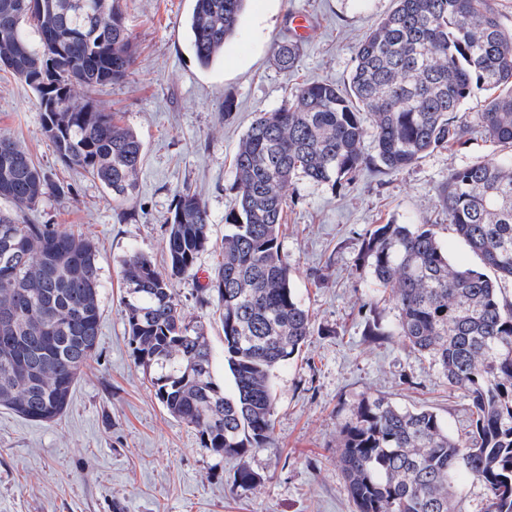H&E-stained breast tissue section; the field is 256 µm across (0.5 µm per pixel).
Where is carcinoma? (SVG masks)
<instances>
[{"label":"carcinoma","instance_id":"carcinoma-1","mask_svg":"<svg viewBox=\"0 0 512 512\" xmlns=\"http://www.w3.org/2000/svg\"><path fill=\"white\" fill-rule=\"evenodd\" d=\"M247 0H193L187 19L198 65L211 67L236 33ZM361 40L348 87L295 86L288 101L258 113L234 157L235 205L224 215L222 262L205 291L224 331L234 392L214 375L204 332L185 324L171 288L195 274L211 246V219L194 190L175 196L167 218L166 269L143 253L124 261V320L154 396L200 435L202 447L239 460L233 486L255 489L253 452L274 445L273 380L299 356L313 322L291 283L280 229L293 182L341 187L364 168L400 171L425 154L469 140L456 120L463 102H484L477 124L504 149L448 174L440 192L448 230L480 260L457 269L432 224H372L359 262L369 295L391 299L396 324L366 319L364 336H395L426 354L469 401L470 429L453 435L432 410L383 398L361 401L341 431L336 461L354 512H462L460 482L484 487V512H512V29L492 0H393ZM302 44L273 48L294 72ZM136 50L122 0H0V70L35 92L42 134L61 161L81 168L123 205L134 195L145 146L117 113L88 92L124 80ZM373 152L363 151L367 124ZM50 191L66 193L11 134L0 132V407L51 423L98 346L103 288L95 244L54 224H23Z\"/></svg>","mask_w":512,"mask_h":512}]
</instances>
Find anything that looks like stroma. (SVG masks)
<instances>
[{"label":"stroma","instance_id":"stroma-1","mask_svg":"<svg viewBox=\"0 0 512 512\" xmlns=\"http://www.w3.org/2000/svg\"><path fill=\"white\" fill-rule=\"evenodd\" d=\"M392 6L393 0H270L266 13L246 8L223 57L204 69L189 47L191 0H123L135 68L90 94L120 113L146 147L137 190L121 207L99 181L59 159L41 133L34 92L0 70V130L52 182L69 188L46 195L23 218L93 238L103 281L98 347L66 413L44 424L0 408V512H354L336 448L361 400L424 405L450 432L464 433L468 401L429 359L396 337L364 336L366 318L386 329L398 312L390 300L368 296L370 274L358 257L363 229L392 221L437 225L455 264H477L449 231L440 191L452 169L493 157L496 148L484 136L428 153L399 172L361 170L340 188L303 180L288 187L281 244L314 334L275 374V445L250 457L261 478L251 491L233 487L235 457L212 455L193 427L163 411L122 314L124 259L137 250L163 265L175 194L196 190L211 214L214 246L200 254L196 275L174 280L173 291L186 324L205 330L216 378L230 383L224 334L204 286L221 259L216 245L234 205L239 142L255 114L280 106L296 84L345 86L360 39ZM296 14L308 16L309 34L290 75L273 65L272 49L291 35Z\"/></svg>","mask_w":512,"mask_h":512}]
</instances>
